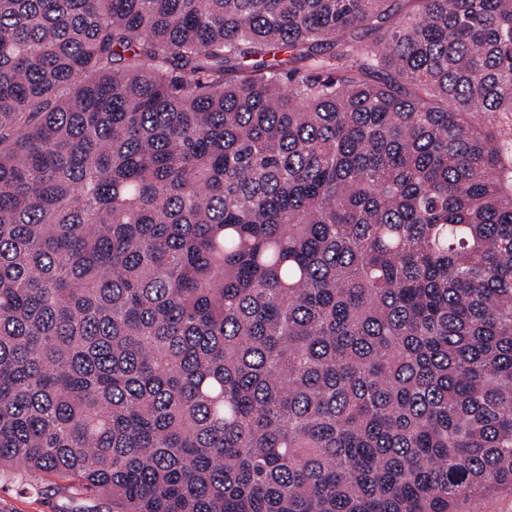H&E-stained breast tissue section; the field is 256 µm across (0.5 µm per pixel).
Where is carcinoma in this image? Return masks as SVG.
I'll use <instances>...</instances> for the list:
<instances>
[{
	"mask_svg": "<svg viewBox=\"0 0 512 512\" xmlns=\"http://www.w3.org/2000/svg\"><path fill=\"white\" fill-rule=\"evenodd\" d=\"M505 112L512 0H0V472L133 512L512 493Z\"/></svg>",
	"mask_w": 512,
	"mask_h": 512,
	"instance_id": "cac0c4a2",
	"label": "carcinoma"
}]
</instances>
